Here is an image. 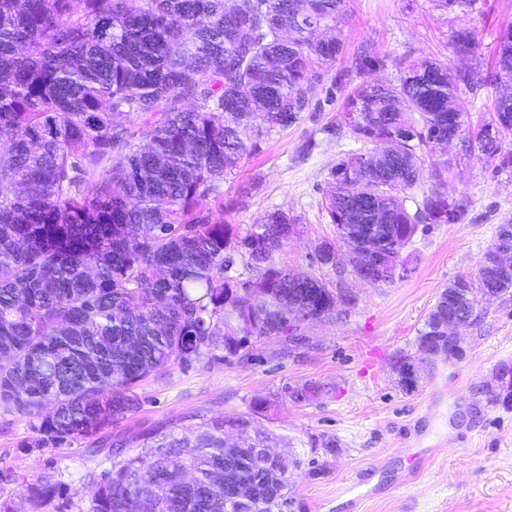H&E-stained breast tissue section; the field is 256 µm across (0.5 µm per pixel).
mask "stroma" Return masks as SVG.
Returning <instances> with one entry per match:
<instances>
[{
  "instance_id": "stroma-1",
  "label": "stroma",
  "mask_w": 512,
  "mask_h": 512,
  "mask_svg": "<svg viewBox=\"0 0 512 512\" xmlns=\"http://www.w3.org/2000/svg\"><path fill=\"white\" fill-rule=\"evenodd\" d=\"M347 0L341 37L347 47L372 42L387 77L400 58L456 64L450 36L473 31L477 53L490 64L500 30L512 23V0H477L472 11L442 13L431 0ZM347 67L338 60L321 77L333 102L303 113L284 131L252 145L224 184V221L246 233L277 208L300 215L296 234L276 253L279 265L314 274L328 287L355 293L340 318L305 323L309 346L281 355L280 338H251L245 364L215 361L175 366L144 381L137 410L112 431L133 443L143 431L169 422L198 424L249 413L254 399L271 409L256 429L280 441L288 467L283 512H512V407L488 403L481 392L501 365L512 366V291L476 308L461 330L463 360L418 362L404 378L398 361L416 357L418 332L448 283L475 274L499 224L512 222V171L449 146L460 163L445 177L448 196H469L468 214L455 224L417 232L403 251L408 273L390 283L357 279L348 259L315 261L319 244L336 237L323 204L329 173L359 144L329 134L348 85H335ZM259 189H251L252 180ZM313 385L303 401L290 387ZM28 418L0 412V501L29 512L22 496L37 482L62 487L50 512H88L95 492L86 473L95 468L85 443L35 448ZM337 442L326 450L327 439Z\"/></svg>"
}]
</instances>
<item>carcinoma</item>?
I'll return each instance as SVG.
<instances>
[{"mask_svg": "<svg viewBox=\"0 0 512 512\" xmlns=\"http://www.w3.org/2000/svg\"><path fill=\"white\" fill-rule=\"evenodd\" d=\"M81 3L77 10L75 3ZM346 0H0V409L32 422L37 447L84 441L111 467L88 474L87 512H274L288 472L274 439L250 417L216 418L139 435L138 451L112 440L136 410L134 390L169 368L242 364L248 337L281 338L285 355L305 342L307 321L331 319L357 297L274 254L300 219L278 208L243 236L224 223V179L249 145L298 123L322 73L346 53L316 39L345 22ZM454 51L474 54L471 35ZM356 72L383 67L370 43ZM502 92L478 129L468 92ZM145 115L132 132L118 118ZM340 124L371 145L342 158L325 211L336 240L316 250L334 266L337 244L368 283L407 272L402 251L422 224H454L471 208L448 197L457 164L448 140L512 170V27L487 66L401 61L391 80L351 88ZM436 181L415 210L398 191ZM214 210L202 208L204 200ZM512 224L497 227L478 285L455 280L417 336L422 359L448 316L472 318L484 288L512 290L498 271ZM256 272L240 281L236 260ZM239 324L242 336L226 331ZM192 452L185 454L184 449ZM55 484H32L30 512H45Z\"/></svg>", "mask_w": 512, "mask_h": 512, "instance_id": "1", "label": "carcinoma"}]
</instances>
